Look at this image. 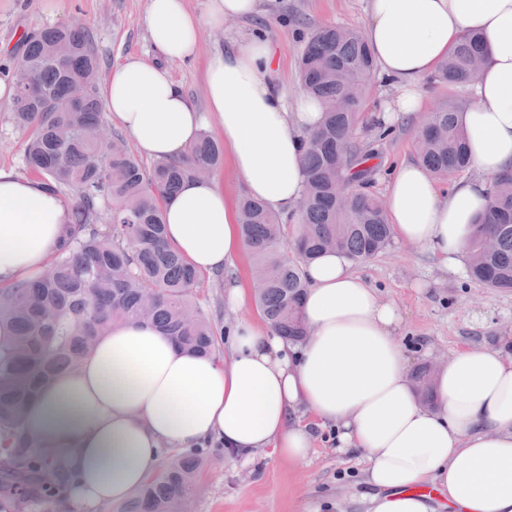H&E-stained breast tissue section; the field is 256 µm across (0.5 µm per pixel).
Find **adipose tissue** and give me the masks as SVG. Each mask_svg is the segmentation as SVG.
Listing matches in <instances>:
<instances>
[{"instance_id":"obj_1","label":"adipose tissue","mask_w":512,"mask_h":512,"mask_svg":"<svg viewBox=\"0 0 512 512\" xmlns=\"http://www.w3.org/2000/svg\"><path fill=\"white\" fill-rule=\"evenodd\" d=\"M259 0H148L153 56H131L102 85L108 112L145 157L181 156L204 131L221 134L236 181L272 211L297 221L306 141L323 118L306 93L287 99L269 78L273 45L251 36L208 59L197 107L168 65L198 55L202 28L251 16ZM480 33L485 64L459 116L471 174L441 186L405 161L385 177L394 237L443 270L466 272L473 226L491 181L512 172V0H369L365 36L385 82L400 93L394 121L422 123L420 81L459 38ZM169 247L199 273L224 274V302L245 308L251 292L235 268L246 245L237 208L217 179L187 177L163 204ZM71 198L0 167V286L35 279L61 246ZM310 329L292 345L251 318L233 326L223 358L177 347L153 325L129 321L102 336L82 369L50 381L28 411L29 433L74 483L73 512L120 504L156 473L165 451L223 444L244 462L262 450L300 462L318 430L356 449L372 492L367 512H512V357L464 347L442 364L423 403L398 339L402 314L329 251L303 268Z\"/></svg>"}]
</instances>
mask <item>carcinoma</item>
Listing matches in <instances>:
<instances>
[{
	"instance_id": "carcinoma-1",
	"label": "carcinoma",
	"mask_w": 512,
	"mask_h": 512,
	"mask_svg": "<svg viewBox=\"0 0 512 512\" xmlns=\"http://www.w3.org/2000/svg\"><path fill=\"white\" fill-rule=\"evenodd\" d=\"M68 45L79 60L65 69L56 46ZM26 84L13 101L16 125L29 128L25 168L53 192L73 200V221L61 248L35 280L0 288V499L13 512H54L65 494L60 463L36 450L26 427L29 404L44 383L76 372L112 324L134 319L156 327L181 348L216 353L217 337L196 302L201 275L166 246L164 199L188 176L215 174L224 161L220 141L204 132L178 159L146 169L126 138L106 129L98 81L101 62L90 33L80 26L47 28L27 38ZM483 56L480 34L462 35L429 82L454 91L416 130L418 162L438 179L470 169L458 115L469 102L471 65ZM375 58L359 29L345 24L311 26L302 44L300 86L322 101L323 125L307 142L308 175L292 257L282 250L286 219L262 201L238 202L239 224L253 260L255 303L270 327L298 343L307 336L301 309L303 265L327 249L354 263L367 261L392 241L373 169H356L379 152L355 137L364 120ZM489 205L468 243L469 277L499 291L512 290V175L489 186ZM428 397L429 366L413 376ZM203 452L169 461L124 503L121 512H179L194 495Z\"/></svg>"
}]
</instances>
